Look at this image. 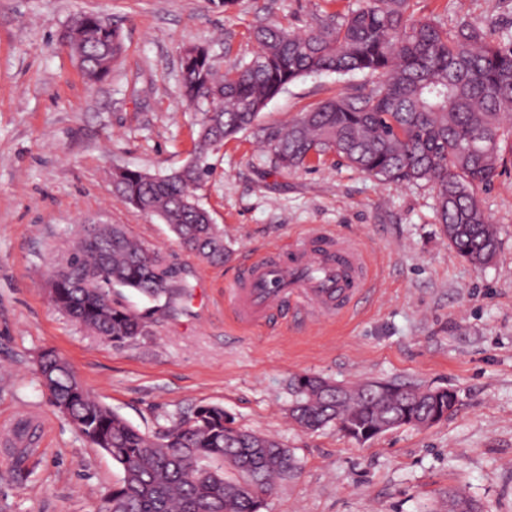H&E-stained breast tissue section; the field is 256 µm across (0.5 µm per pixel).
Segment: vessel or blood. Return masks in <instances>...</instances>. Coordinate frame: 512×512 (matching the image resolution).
Returning a JSON list of instances; mask_svg holds the SVG:
<instances>
[{"mask_svg": "<svg viewBox=\"0 0 512 512\" xmlns=\"http://www.w3.org/2000/svg\"><path fill=\"white\" fill-rule=\"evenodd\" d=\"M362 268L356 243L315 227L245 266L226 293L247 324L289 308L339 318L364 292Z\"/></svg>", "mask_w": 512, "mask_h": 512, "instance_id": "obj_1", "label": "vessel or blood"}]
</instances>
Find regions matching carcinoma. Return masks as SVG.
I'll return each instance as SVG.
<instances>
[{"label": "carcinoma", "instance_id": "carcinoma-1", "mask_svg": "<svg viewBox=\"0 0 512 512\" xmlns=\"http://www.w3.org/2000/svg\"><path fill=\"white\" fill-rule=\"evenodd\" d=\"M491 29L490 22L464 19L450 30L435 18L415 17L409 0H363L304 33L281 24L257 27L251 58L222 75L205 46H189L181 56L182 96L200 114L198 150L165 174L117 168L112 192L166 224L192 254L221 263L229 255L224 232L196 194L211 174L214 146L250 129L293 81L361 72L378 78L367 92L339 94L270 133L277 164L296 168L333 152L380 181L430 183L448 245L486 266L498 239L476 191L512 162V43L496 41ZM62 40L91 85L109 76L124 52L118 29L93 14L77 17ZM55 266L66 285L55 307L115 344L145 335L147 322L113 300L114 289L162 299L172 310L193 288L123 224L92 231L81 225ZM37 373L52 406L122 471L101 512H261L276 482L297 472L291 449L236 426L221 406H199L149 435L92 396L59 355L39 363ZM294 392L298 424L318 430L334 423L358 442L372 439L368 431L384 421H440L456 403L446 392L383 381L340 396L308 375L296 379Z\"/></svg>", "mask_w": 512, "mask_h": 512}]
</instances>
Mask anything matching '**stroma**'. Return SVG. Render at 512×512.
I'll list each match as a JSON object with an SVG mask.
<instances>
[{"instance_id":"1","label":"stroma","mask_w":512,"mask_h":512,"mask_svg":"<svg viewBox=\"0 0 512 512\" xmlns=\"http://www.w3.org/2000/svg\"><path fill=\"white\" fill-rule=\"evenodd\" d=\"M359 0H0V430L29 427L18 462L0 442V512H99L120 478L50 404L35 372L62 354L85 388L139 430L155 434L200 405H219L239 427L273 435L298 468L262 512H448L462 491L471 512H512V165L479 197L499 239L475 268L448 246L430 185L382 183L334 154L282 169L264 141L369 75L333 73L289 84L255 125L210 156L201 205L224 230L228 261L183 249L159 220L112 192L113 169L165 173L196 146V114L182 103L180 56L206 45L219 69L253 49L272 21L301 32ZM418 17L448 26L490 20L512 41V0H411ZM83 13L111 18L125 51L110 77L88 87L59 35ZM124 224L189 274L178 313L126 293L149 318L147 335L121 345L60 313L45 279L77 225ZM321 225L363 250L371 288L341 320L290 313L240 326L225 284L246 256ZM308 374L338 384L393 381L449 389L447 418L402 426L359 443L330 424L298 426L292 383Z\"/></svg>"}]
</instances>
